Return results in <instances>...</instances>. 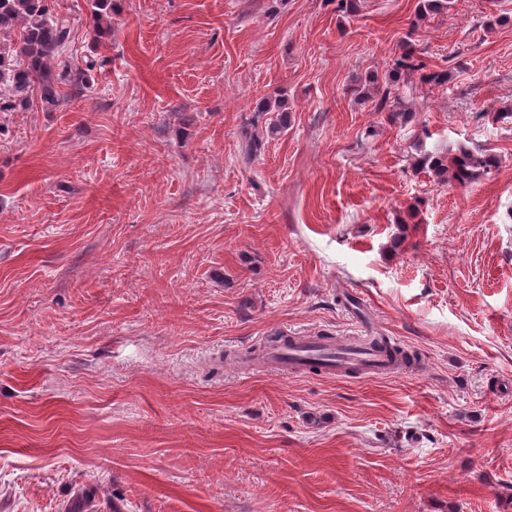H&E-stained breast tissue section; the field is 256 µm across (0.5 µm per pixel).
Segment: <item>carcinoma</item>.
Instances as JSON below:
<instances>
[{
    "mask_svg": "<svg viewBox=\"0 0 512 512\" xmlns=\"http://www.w3.org/2000/svg\"><path fill=\"white\" fill-rule=\"evenodd\" d=\"M90 8L92 40L96 45L112 38V0H87ZM454 6L453 0H421L418 18L424 19ZM58 0H0V32L18 30L19 38L0 43V83L10 87L21 98L12 104L0 99V112L18 106L28 109L35 105L51 111L75 101L89 82V73L97 62L87 60L85 67L59 61L61 51L72 38L71 17L59 12ZM422 84H443L448 73L426 69L415 48L406 50L392 60L391 77L373 88L374 111L388 112L392 119L403 116L399 88L414 79ZM251 123L262 125V133L274 138L288 130L290 113L279 98L263 96L253 109ZM419 166L428 170L437 184L450 181L466 185L499 166L498 158L488 151L473 152L461 147L457 152L426 153Z\"/></svg>",
    "mask_w": 512,
    "mask_h": 512,
    "instance_id": "carcinoma-1",
    "label": "carcinoma"
}]
</instances>
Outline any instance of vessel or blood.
<instances>
[{"mask_svg": "<svg viewBox=\"0 0 512 512\" xmlns=\"http://www.w3.org/2000/svg\"><path fill=\"white\" fill-rule=\"evenodd\" d=\"M317 360L325 373L342 376L351 369L366 373L382 374L391 371L392 365L372 343L348 336L326 340L317 336H285L268 352L270 366L286 373L303 371L308 361Z\"/></svg>", "mask_w": 512, "mask_h": 512, "instance_id": "vessel-or-blood-1", "label": "vessel or blood"}]
</instances>
